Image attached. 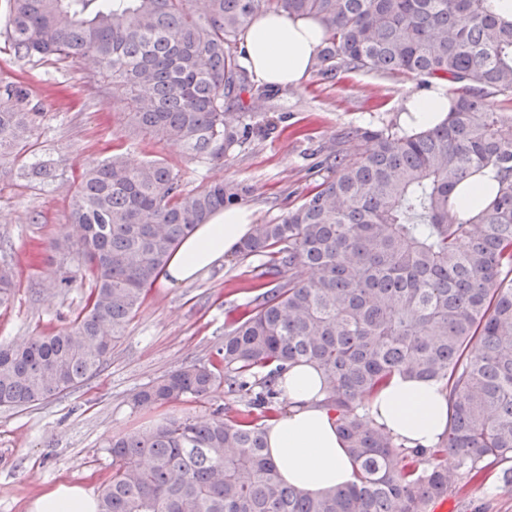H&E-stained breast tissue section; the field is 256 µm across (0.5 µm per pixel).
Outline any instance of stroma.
I'll use <instances>...</instances> for the list:
<instances>
[{"label": "stroma", "instance_id": "stroma-1", "mask_svg": "<svg viewBox=\"0 0 512 512\" xmlns=\"http://www.w3.org/2000/svg\"><path fill=\"white\" fill-rule=\"evenodd\" d=\"M6 10L0 0V83L23 79L30 105L43 118L27 153L0 169V248L13 257L16 281L14 297L0 306V343L58 330L85 304L88 281L65 292L53 288L59 266L49 243L63 232L88 162L114 151L132 163L160 159L193 192L216 180L242 182L253 188L244 205L254 223L275 224L321 182L313 163L332 151L355 154L364 129L405 130L403 94L422 85L414 76L356 72L333 83L312 75L259 103L241 94L232 111L256 113L259 125L224 165L214 166L179 145L132 133L111 78L91 65L16 60L6 42ZM46 160L55 164L54 179L26 176L31 163ZM250 278L248 265L230 255L195 280L155 282L99 375L60 398L25 409L0 407V512H28L38 495L63 482L98 492L112 473L106 451L112 435L168 415L206 417L227 404L221 389L198 402L158 409L135 411L126 399L181 366L212 359L225 329L243 312ZM431 512H512V487L490 480L436 503Z\"/></svg>", "mask_w": 512, "mask_h": 512}]
</instances>
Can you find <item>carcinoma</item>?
<instances>
[{
  "instance_id": "cac0c4a2",
  "label": "carcinoma",
  "mask_w": 512,
  "mask_h": 512,
  "mask_svg": "<svg viewBox=\"0 0 512 512\" xmlns=\"http://www.w3.org/2000/svg\"><path fill=\"white\" fill-rule=\"evenodd\" d=\"M261 11L325 22L313 63L321 80L366 70L446 81L453 108L419 131L364 132L370 148L320 161L331 176L279 223L253 225L236 254L264 257L251 270L258 294L215 359L127 400L162 408L222 387L244 408L112 436L98 512H429L493 474L511 487L512 24L488 0H9L6 34L19 60H84L111 76L136 135L222 164L251 133L224 102L248 86L238 44ZM27 98L20 82L0 86V166L40 126ZM488 166L498 171L495 195L460 212L456 188ZM251 193L222 180L188 191L159 160L90 161L67 232L51 242L65 268L56 287H69L75 268L91 284L85 306L51 334L0 344V406L28 407L95 377L182 241ZM13 288L4 258L0 306ZM300 362L322 370L355 464L352 483L317 495L285 484L266 452L285 401L279 379ZM396 375L449 391L435 447L407 448L368 416Z\"/></svg>"
}]
</instances>
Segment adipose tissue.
I'll return each mask as SVG.
<instances>
[{"label": "adipose tissue", "mask_w": 512, "mask_h": 512, "mask_svg": "<svg viewBox=\"0 0 512 512\" xmlns=\"http://www.w3.org/2000/svg\"><path fill=\"white\" fill-rule=\"evenodd\" d=\"M324 39V25L313 16L261 12L246 31L243 63L253 79L274 87L300 86L311 72ZM452 98L443 82L403 99L410 129L434 126L450 112ZM252 231L251 213L230 207L213 215L179 245L161 278L170 285L196 279L220 265ZM287 413L268 429V453L282 481L318 494L353 478V463L335 418L323 400L317 368L291 367L283 379ZM448 393L442 383L395 376L374 399L373 423L410 448H430L448 425ZM32 512H96V500L77 485H59L41 494Z\"/></svg>", "instance_id": "ef3b65f1"}]
</instances>
